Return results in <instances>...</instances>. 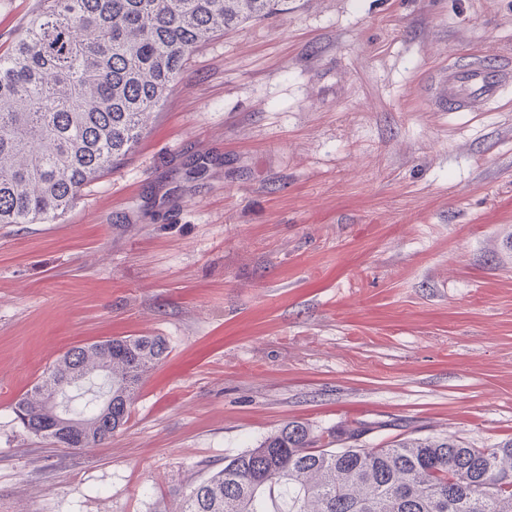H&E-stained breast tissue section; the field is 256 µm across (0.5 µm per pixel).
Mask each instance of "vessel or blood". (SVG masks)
Masks as SVG:
<instances>
[{"label":"vessel or blood","instance_id":"1","mask_svg":"<svg viewBox=\"0 0 512 512\" xmlns=\"http://www.w3.org/2000/svg\"><path fill=\"white\" fill-rule=\"evenodd\" d=\"M440 103L449 112H482L512 88V60L487 51L453 63L440 82Z\"/></svg>","mask_w":512,"mask_h":512}]
</instances>
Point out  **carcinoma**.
Wrapping results in <instances>:
<instances>
[{"instance_id":"cac0c4a2","label":"carcinoma","mask_w":512,"mask_h":512,"mask_svg":"<svg viewBox=\"0 0 512 512\" xmlns=\"http://www.w3.org/2000/svg\"><path fill=\"white\" fill-rule=\"evenodd\" d=\"M0 52V224H44L121 164L206 40L269 18L286 0H41ZM168 355L160 336H124L66 352L18 402L24 428L54 444L46 410L100 373L101 407L61 409L83 428L77 450L104 444L127 422L145 376ZM357 422L314 432L288 421L224 462L175 512H512V438L474 448L446 436L371 444Z\"/></svg>"}]
</instances>
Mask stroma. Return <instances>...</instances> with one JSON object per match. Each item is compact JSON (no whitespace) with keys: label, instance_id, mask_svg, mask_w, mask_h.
Instances as JSON below:
<instances>
[{"label":"stroma","instance_id":"stroma-1","mask_svg":"<svg viewBox=\"0 0 512 512\" xmlns=\"http://www.w3.org/2000/svg\"><path fill=\"white\" fill-rule=\"evenodd\" d=\"M512 0H288L203 43L128 160L0 224V512H168L285 422L512 437ZM160 336L127 424L79 451L15 406L69 349ZM439 103L448 112H485L512 86V61L493 51L466 63L448 65L440 82Z\"/></svg>","mask_w":512,"mask_h":512}]
</instances>
